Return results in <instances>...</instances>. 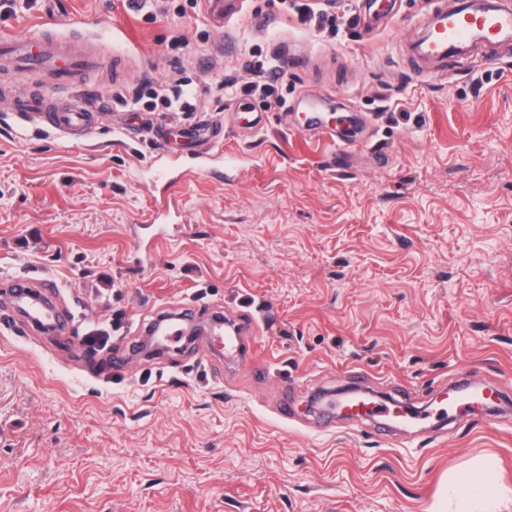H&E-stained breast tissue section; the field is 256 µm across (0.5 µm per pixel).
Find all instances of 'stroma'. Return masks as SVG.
I'll return each mask as SVG.
<instances>
[{
    "mask_svg": "<svg viewBox=\"0 0 512 512\" xmlns=\"http://www.w3.org/2000/svg\"><path fill=\"white\" fill-rule=\"evenodd\" d=\"M393 5L371 35L299 24L273 0H246L221 31L146 21L121 0H38L0 19L127 53L108 97L148 72L244 84L254 50L285 49L306 59L277 82L288 109L328 96L327 115L353 117L363 141L332 170L326 144L276 117L238 136L235 100L213 94L150 116L225 124L223 179L171 183L152 173L149 139L114 133L128 112L80 144L0 112V273L55 281L79 335L115 347L190 296L250 313L267 365L259 379L232 355L208 359L203 335L94 378L82 344L0 326V512H425L443 475L484 457L512 489V58L417 80L395 46L421 3ZM180 34L188 47L166 54ZM165 194L180 216L151 224ZM462 369L502 392L500 422L465 414L410 439L317 427L316 397L357 382L419 407Z\"/></svg>",
    "mask_w": 512,
    "mask_h": 512,
    "instance_id": "obj_1",
    "label": "stroma"
}]
</instances>
